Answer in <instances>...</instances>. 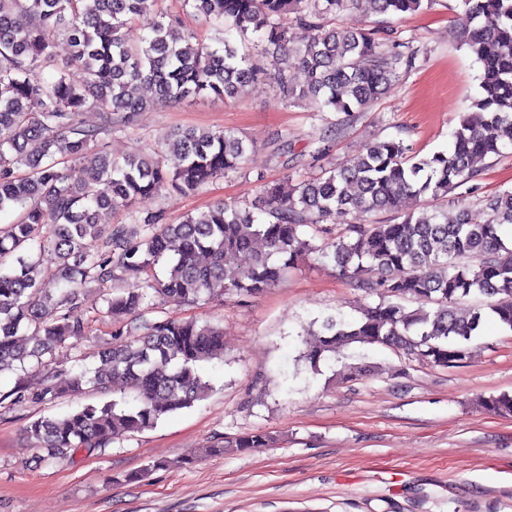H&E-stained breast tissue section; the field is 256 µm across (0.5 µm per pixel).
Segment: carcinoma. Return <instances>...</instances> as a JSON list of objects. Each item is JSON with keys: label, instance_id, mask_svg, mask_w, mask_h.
<instances>
[{"label": "carcinoma", "instance_id": "obj_1", "mask_svg": "<svg viewBox=\"0 0 512 512\" xmlns=\"http://www.w3.org/2000/svg\"><path fill=\"white\" fill-rule=\"evenodd\" d=\"M217 26L258 35L273 48L270 70L260 74L223 39L214 48L185 28L159 0H0V212L19 211L0 230V373L30 367L39 386L23 382L10 391L15 404H40L67 393L112 387L135 404L115 400L55 418L30 421L31 446L50 458L86 452L154 427L169 413L191 407L210 388L202 366L224 350V328L210 319L166 318L138 323L145 293L114 292L105 314L116 330L97 351L104 367L59 380L44 359L69 339L87 335L82 289L118 281L128 272L146 275V287L172 302L258 297L278 286L289 270L316 254L334 261L342 275L381 300L346 323L331 316L305 358L315 369L328 352L352 343L383 345L457 368L470 357L481 310L462 311L466 297L487 298V308L512 331V191L487 198L494 219L482 222L467 209L448 222L440 202L477 178L476 163L512 145V0H463L465 44L481 66L480 93L449 150L409 152L401 141L375 142L314 180L285 177L263 183L250 205L218 203L189 213L177 224L162 211L132 210L137 200L172 190L182 195L241 167L247 146L231 132L187 130L168 135L150 154L119 161L98 148L99 135L127 127L153 95L174 104L224 99L264 76L289 100L311 98L319 111L351 113L381 97L397 69L412 58L384 47L369 34L327 29L328 13L365 7L405 17L423 0H185ZM288 14L306 27L301 47L288 46L279 20ZM59 40L85 73L73 84L54 62ZM306 85L297 88L291 71ZM94 108L100 123L87 126L80 113ZM407 198L424 199L431 212L402 211ZM127 211L129 222L97 223L101 209ZM389 211L393 224H347L336 216ZM313 234L305 236L304 228ZM50 262L58 283L39 278ZM166 265L164 278L155 268ZM416 303L411 309L408 304ZM27 336L37 337L29 347ZM512 416V396L483 402ZM273 438L248 433L211 448H267Z\"/></svg>", "mask_w": 512, "mask_h": 512}]
</instances>
